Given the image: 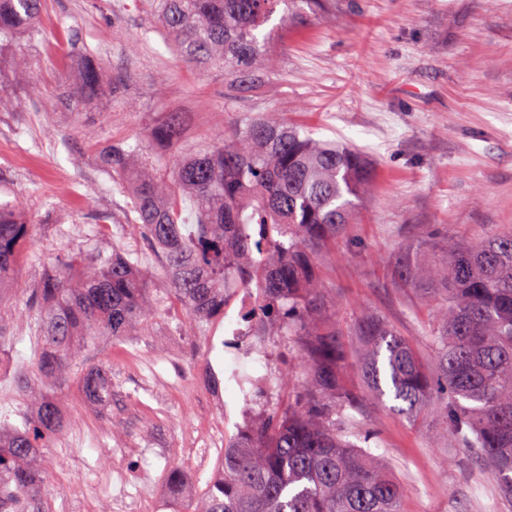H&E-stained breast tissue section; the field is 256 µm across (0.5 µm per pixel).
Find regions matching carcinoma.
<instances>
[{
  "label": "carcinoma",
  "instance_id": "cac0c4a2",
  "mask_svg": "<svg viewBox=\"0 0 512 512\" xmlns=\"http://www.w3.org/2000/svg\"><path fill=\"white\" fill-rule=\"evenodd\" d=\"M332 0H156L149 26L164 30L176 53L203 69L220 68L226 90L242 95L269 81L282 23L265 25L282 6L296 18L323 12ZM43 0H0V35L36 27ZM105 93L99 66L85 63L72 94ZM146 137L174 150L181 127L172 115ZM104 167L132 189L135 223L159 252L171 295L207 321L224 314L233 288H258L246 322L285 324L306 337V382L277 415L224 442V478L211 484L201 512H399L401 484L364 449L368 435L350 430L356 410L340 381L342 343L333 322L315 316L336 306L315 281L317 253L352 221L373 180L365 159L324 143L277 112L246 115L224 136L181 154L168 173H141L147 156L120 142L100 148ZM196 202L195 224L181 221ZM33 224L0 204V298L15 284ZM407 278L439 299L431 340L435 368L382 318L356 322L358 370L393 408L440 410L443 435L489 469L497 499L512 508V230L477 239L450 238ZM45 324L39 374L66 380L73 353L100 336L121 338L153 311L139 259L67 253L33 290ZM79 387L101 404L112 400L106 371L90 368ZM65 427L58 403L41 399L29 419L0 432V512H20L21 497L44 489L34 464ZM359 438L361 444L349 440Z\"/></svg>",
  "mask_w": 512,
  "mask_h": 512
}]
</instances>
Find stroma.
I'll return each instance as SVG.
<instances>
[{"mask_svg": "<svg viewBox=\"0 0 512 512\" xmlns=\"http://www.w3.org/2000/svg\"><path fill=\"white\" fill-rule=\"evenodd\" d=\"M45 0L37 32L0 44V203L22 199L35 231L16 285L0 298V334L11 357L0 373V425L55 398L69 418L38 461L44 492L27 512H196L219 475L221 439L288 402L305 375L304 339L271 325L238 357L210 351L223 320L200 323L171 297L160 259L135 224L132 200L113 181L100 146H146L148 129L180 117L184 146L212 140L242 115L277 112L314 138L357 149L375 177L334 244L316 261L336 299L332 318L348 359L354 319H385L433 359L437 302L408 284L403 263L448 236L512 227V0H336L305 16L279 43L274 74L245 96L224 97V72L184 64L161 32H147L144 0ZM115 93L73 102L86 60ZM119 248L140 256L158 309L133 335L76 349L72 382L39 376L42 332L28 294L60 255ZM216 369L210 384L195 375ZM105 369L112 401L94 403L76 383ZM267 376L246 400L231 372ZM28 389H18L15 373ZM371 453L404 487L401 512H500L496 480L442 430L439 412L407 417L378 400L355 369L344 376ZM121 480L106 481L110 472Z\"/></svg>", "mask_w": 512, "mask_h": 512, "instance_id": "stroma-1", "label": "stroma"}]
</instances>
